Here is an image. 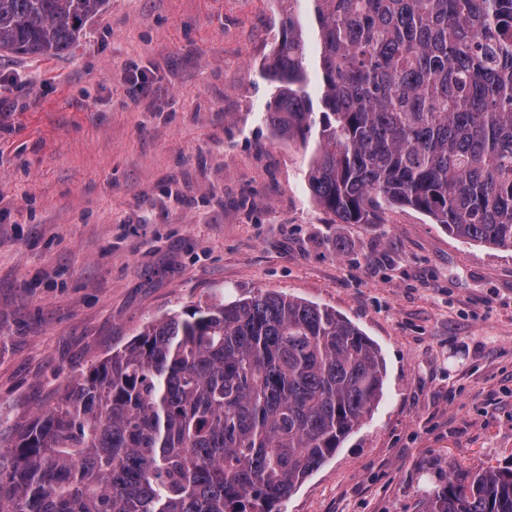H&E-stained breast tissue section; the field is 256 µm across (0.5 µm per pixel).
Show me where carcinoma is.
Returning <instances> with one entry per match:
<instances>
[{
  "instance_id": "obj_1",
  "label": "carcinoma",
  "mask_w": 512,
  "mask_h": 512,
  "mask_svg": "<svg viewBox=\"0 0 512 512\" xmlns=\"http://www.w3.org/2000/svg\"><path fill=\"white\" fill-rule=\"evenodd\" d=\"M262 64L274 136L308 146L336 224L407 207L467 243L512 248V0H311ZM107 0H0V52L71 48ZM379 349L280 293L191 306L65 388L20 434L0 512H281L383 388ZM418 512H512V468L453 472ZM298 4L293 3L291 7L300 13L305 30L309 40V52L307 56V66L311 74V83L309 85V92L312 98L316 101L319 97V87L314 75L315 67V47H316V24L314 22V15L309 10V5L305 0H299Z\"/></svg>"
}]
</instances>
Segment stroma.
<instances>
[{
	"mask_svg": "<svg viewBox=\"0 0 512 512\" xmlns=\"http://www.w3.org/2000/svg\"><path fill=\"white\" fill-rule=\"evenodd\" d=\"M288 0H109L50 58L0 57V472L60 392L190 305L273 291L379 348L383 395L282 512H417L512 467V249L420 212L336 224L261 73ZM316 39L307 0L293 6Z\"/></svg>",
	"mask_w": 512,
	"mask_h": 512,
	"instance_id": "stroma-1",
	"label": "stroma"
}]
</instances>
